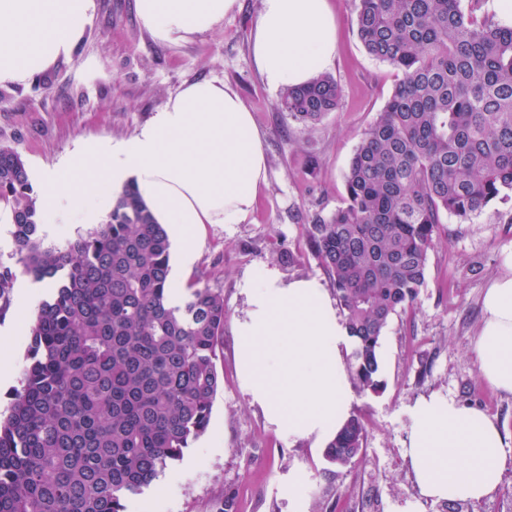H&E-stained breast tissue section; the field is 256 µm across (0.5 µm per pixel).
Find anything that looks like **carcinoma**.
Here are the masks:
<instances>
[{"mask_svg":"<svg viewBox=\"0 0 512 512\" xmlns=\"http://www.w3.org/2000/svg\"><path fill=\"white\" fill-rule=\"evenodd\" d=\"M355 13L366 52L401 79L354 150L344 204L306 233L353 339V381L376 392L381 339L425 285L442 216L470 222L512 192V27L461 0H356ZM341 97L321 73L281 89L278 108L309 127ZM0 211L16 246L0 315L18 273L51 284L0 414V512H128L207 431L224 295L190 288L168 305L171 242L131 184L86 234L51 243L25 161L1 145ZM364 438L349 415L326 461L355 464Z\"/></svg>","mask_w":512,"mask_h":512,"instance_id":"1","label":"carcinoma"}]
</instances>
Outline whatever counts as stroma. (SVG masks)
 I'll return each instance as SVG.
<instances>
[{"mask_svg":"<svg viewBox=\"0 0 512 512\" xmlns=\"http://www.w3.org/2000/svg\"><path fill=\"white\" fill-rule=\"evenodd\" d=\"M337 50L327 71L340 85L336 112L305 128L277 111L278 89L258 73L251 34L261 0H239L215 30L175 44L154 41L134 0H94L90 25L71 57L24 84L0 85V145L15 148L29 173L69 156L79 139L132 134L188 82L232 87L264 140L267 177L255 208L239 224H205L193 263L171 257L175 287L197 283L224 296V378L207 433L132 503L131 512H447L423 497L409 464L411 410L433 395L484 411L512 436V394L481 379L475 344L482 296L512 249V196L491 203L472 223L441 224L428 255L426 283L413 308L395 316L380 347L383 388H350L351 413L365 426V456L352 468L330 467L310 439L278 435L244 391L236 364L234 320L246 308L240 284L262 269L284 281L326 272L310 250L306 226L345 198L344 175L361 133L398 76L370 57L357 37L354 0H330ZM290 254L292 262L282 261ZM27 325L16 310L0 316V344L12 353V379L0 386V411L19 388Z\"/></svg>","mask_w":512,"mask_h":512,"instance_id":"obj_1","label":"stroma"}]
</instances>
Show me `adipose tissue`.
<instances>
[{
	"label": "adipose tissue",
	"mask_w": 512,
	"mask_h": 512,
	"mask_svg": "<svg viewBox=\"0 0 512 512\" xmlns=\"http://www.w3.org/2000/svg\"><path fill=\"white\" fill-rule=\"evenodd\" d=\"M238 0H134L142 28L160 43L215 30ZM94 0H0V84L23 83L71 55ZM252 53L273 88L300 86L336 55L329 0H262ZM266 178L262 137L238 93L221 81L186 83L133 134L80 140L77 156L38 174L41 204L61 218L85 210L103 187L134 184L169 228L182 264L203 224H238ZM235 321L243 387L275 430L327 443L348 417L343 354L353 344L317 278L283 281L263 270L245 280ZM475 347L481 377L512 393V250L486 287ZM410 463L423 494L478 500L512 458L501 429L480 409L432 398L411 411Z\"/></svg>",
	"instance_id": "obj_1"
}]
</instances>
